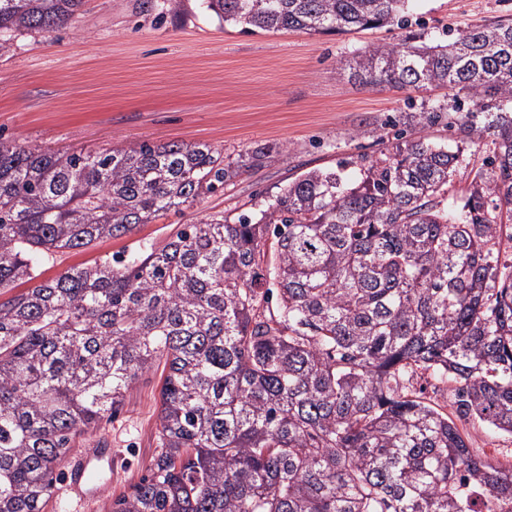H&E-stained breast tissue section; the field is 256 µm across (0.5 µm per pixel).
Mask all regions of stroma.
I'll return each instance as SVG.
<instances>
[{
	"label": "stroma",
	"mask_w": 512,
	"mask_h": 512,
	"mask_svg": "<svg viewBox=\"0 0 512 512\" xmlns=\"http://www.w3.org/2000/svg\"><path fill=\"white\" fill-rule=\"evenodd\" d=\"M141 0H84L75 21L49 33L13 38L0 54V138L90 153L142 143H206L230 157L258 147L271 153L223 195L206 197L132 233L57 253L41 279L142 242L164 246L183 225L224 212L262 209L290 176L346 164L358 170L378 156L387 120L423 105L450 104L447 90L364 87L348 79L347 60L371 44L419 34L447 41L460 30L512 17V0H411V26L355 34L248 33L221 25L200 0L177 14L144 12ZM162 364L134 382L123 407L100 422L125 457L98 503L129 492L159 451ZM473 452L512 460V436L478 421L460 423Z\"/></svg>",
	"instance_id": "obj_1"
}]
</instances>
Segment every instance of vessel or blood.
<instances>
[{"label":"vessel or blood","instance_id":"obj_1","mask_svg":"<svg viewBox=\"0 0 512 512\" xmlns=\"http://www.w3.org/2000/svg\"><path fill=\"white\" fill-rule=\"evenodd\" d=\"M113 464L112 451L104 446L73 456L60 493L69 500L74 512H91L112 484Z\"/></svg>","mask_w":512,"mask_h":512}]
</instances>
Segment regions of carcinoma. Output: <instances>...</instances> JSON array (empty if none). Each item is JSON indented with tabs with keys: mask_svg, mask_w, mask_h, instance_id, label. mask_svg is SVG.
<instances>
[{
	"mask_svg": "<svg viewBox=\"0 0 512 512\" xmlns=\"http://www.w3.org/2000/svg\"><path fill=\"white\" fill-rule=\"evenodd\" d=\"M82 0H0V54ZM247 31L404 25L409 0H202ZM360 86L445 87L489 151L450 204L459 151L419 131L348 174L315 168L265 208L186 224L0 300V512H44L72 443L164 359L158 446L109 512H512V461L456 420L512 436V18L446 43L409 35L348 64ZM204 144L110 153L0 138V291L224 191ZM452 388L453 415L419 381ZM456 422L475 454L494 457L503 462L512 460V436L494 433L479 421Z\"/></svg>",
	"mask_w": 512,
	"mask_h": 512,
	"instance_id": "1",
	"label": "carcinoma"
}]
</instances>
